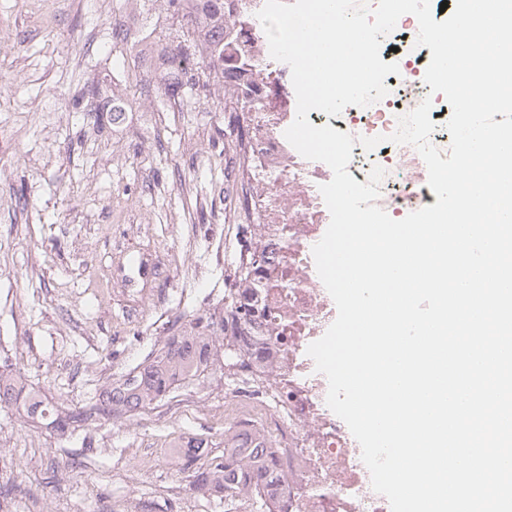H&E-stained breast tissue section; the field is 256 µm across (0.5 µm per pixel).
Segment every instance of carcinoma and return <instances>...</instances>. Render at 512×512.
I'll return each mask as SVG.
<instances>
[{
	"instance_id": "obj_1",
	"label": "carcinoma",
	"mask_w": 512,
	"mask_h": 512,
	"mask_svg": "<svg viewBox=\"0 0 512 512\" xmlns=\"http://www.w3.org/2000/svg\"><path fill=\"white\" fill-rule=\"evenodd\" d=\"M184 58H193L198 68H206L204 46L181 32ZM230 335L226 345L239 347L241 367H248L260 376L288 368V358L277 353V339L270 331L237 312L230 313ZM210 324L196 318L189 321L180 336H170L164 346L123 379L108 385L99 394L93 413L103 419L133 414L161 402L179 384L198 379L214 365V337L207 333ZM0 409L15 411L24 423L50 429L57 437L72 436L78 423L86 416L58 408L46 394L29 386L25 376L5 365L0 367ZM181 469L191 473V490L202 497L259 498L272 502L279 492L281 474L266 439L256 431L241 430L224 435V452L212 453L202 439H191L178 456Z\"/></svg>"
}]
</instances>
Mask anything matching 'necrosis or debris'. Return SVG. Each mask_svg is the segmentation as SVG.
<instances>
[{"mask_svg":"<svg viewBox=\"0 0 512 512\" xmlns=\"http://www.w3.org/2000/svg\"><path fill=\"white\" fill-rule=\"evenodd\" d=\"M265 0H224V56L214 61L210 95H228L239 106L245 136L247 219L270 225L264 242L269 276L261 288L269 319L279 321L288 368L270 378L272 402L253 401L247 416L267 434L282 473L281 495L288 512H388L385 496L375 492L357 440L327 406L328 380L318 372L307 348L335 321V303L319 278L313 246L321 240L330 213L319 191L329 182L328 165L302 157L286 140L296 117V94L290 67L274 60L256 17ZM418 21L403 15L393 31L406 39L397 60L398 73L384 80L388 93L366 106H350L340 115L309 112L317 127L353 136L347 167L366 183L373 167L384 176L376 204L396 218L431 199L428 170L410 145L389 141L398 119L427 96V60L417 45ZM383 136L365 149L362 138Z\"/></svg>","mask_w":512,"mask_h":512,"instance_id":"1","label":"necrosis or debris"}]
</instances>
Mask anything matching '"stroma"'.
Returning <instances> with one entry per match:
<instances>
[{
	"mask_svg": "<svg viewBox=\"0 0 512 512\" xmlns=\"http://www.w3.org/2000/svg\"><path fill=\"white\" fill-rule=\"evenodd\" d=\"M151 41L124 30L128 0H0V366L65 409L94 397L202 316L230 313L254 227L238 212L244 142L234 108L205 88L177 102L129 80L176 31L163 0ZM122 81L128 109L98 111L84 86ZM242 371L234 352L130 416H93L69 440L0 409L15 512H235L193 493L176 446L224 450Z\"/></svg>",
	"mask_w": 512,
	"mask_h": 512,
	"instance_id": "obj_1",
	"label": "stroma"
}]
</instances>
